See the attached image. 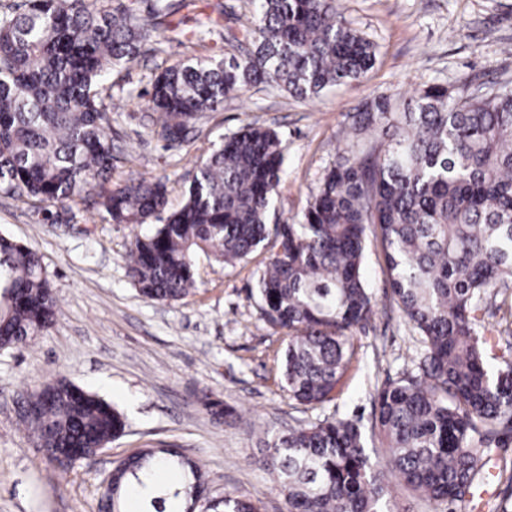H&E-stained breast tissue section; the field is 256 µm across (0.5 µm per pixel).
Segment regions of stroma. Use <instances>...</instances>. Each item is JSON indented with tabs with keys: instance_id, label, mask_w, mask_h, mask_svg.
<instances>
[{
	"instance_id": "1",
	"label": "stroma",
	"mask_w": 512,
	"mask_h": 512,
	"mask_svg": "<svg viewBox=\"0 0 512 512\" xmlns=\"http://www.w3.org/2000/svg\"><path fill=\"white\" fill-rule=\"evenodd\" d=\"M345 17L379 45L375 67L356 84L313 100L265 86L227 98L202 114L194 138L165 147L139 93L154 72L190 50L150 38L143 57L113 73L109 133L119 155L113 184L131 179L166 183L178 208L196 166L212 145L250 123L275 129L285 146V173L276 200L280 222L299 223L325 169L345 152L350 112L382 95L410 101L424 85L463 78H512V0H341ZM141 226L113 224L95 208L47 220L40 208L0 194V234L35 249L57 300L50 332L22 349L0 351V512H98L101 483L115 461L141 448H177L202 466L210 497H250L259 512H288L280 488L264 470V448L250 424L286 432L317 414L372 420L375 380L413 368L419 336L391 299L380 241L368 235L364 260L377 310L355 329L357 358L335 401L316 412L281 386L275 354L282 333L261 317L253 297L256 273L268 259L258 251L227 266L197 259L198 286L176 303L144 299L127 273L125 255ZM64 377L111 401L126 417L124 434L95 458L58 469L18 423L27 393ZM222 400L213 418L203 396ZM512 446L499 448L483 469L478 498L454 512H512Z\"/></svg>"
}]
</instances>
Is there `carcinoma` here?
Returning <instances> with one entry per match:
<instances>
[{
  "mask_svg": "<svg viewBox=\"0 0 512 512\" xmlns=\"http://www.w3.org/2000/svg\"><path fill=\"white\" fill-rule=\"evenodd\" d=\"M253 50L226 60L192 55L152 76L148 107L158 134L182 142L199 114L254 85L299 100L363 80L378 45L351 26L339 0H252ZM42 0L0 5V194L73 211L92 201L114 224H160L136 238L128 276L144 298L178 302L197 285L201 254L226 265L270 253L256 282L265 321L284 331L282 388L315 409L332 400L355 357L352 331L376 300L365 283L366 229H379L392 298L422 336L414 369L377 389L372 458L360 421L326 417L264 432V465L289 512H391L397 479L434 512L464 503L483 459L512 438V359L487 360L479 316L489 291L512 279V81L428 85L401 110L391 97L352 115L350 149L327 170L297 224L270 217L284 176L278 133L247 125L201 160L182 205L168 211L161 180L114 187L118 157L108 133L112 72L139 62L151 32L200 45L227 43L219 18L186 32L171 20L195 0ZM57 319L40 256L0 235V350L28 345ZM27 403L21 422L48 458L95 455L125 430L97 393L56 378ZM179 487L147 483L159 466ZM141 512H189L207 491L202 468L174 448H144L117 461L101 512H125L133 486ZM208 512H258L243 494L206 500Z\"/></svg>",
  "mask_w": 512,
  "mask_h": 512,
  "instance_id": "obj_1",
  "label": "carcinoma"
}]
</instances>
